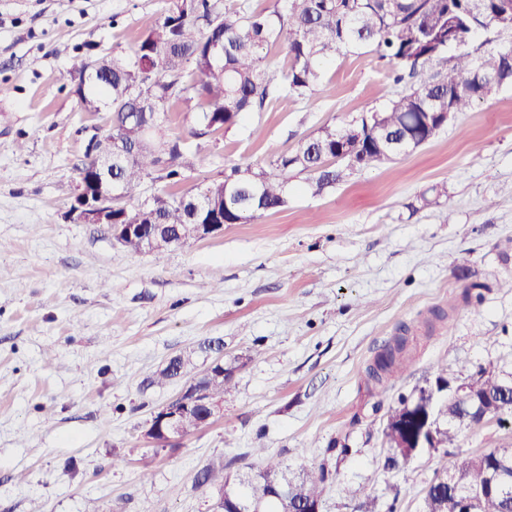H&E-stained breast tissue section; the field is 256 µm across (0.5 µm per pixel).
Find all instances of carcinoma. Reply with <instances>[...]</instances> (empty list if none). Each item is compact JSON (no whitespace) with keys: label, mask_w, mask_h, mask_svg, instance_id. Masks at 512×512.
Returning a JSON list of instances; mask_svg holds the SVG:
<instances>
[{"label":"carcinoma","mask_w":512,"mask_h":512,"mask_svg":"<svg viewBox=\"0 0 512 512\" xmlns=\"http://www.w3.org/2000/svg\"><path fill=\"white\" fill-rule=\"evenodd\" d=\"M502 0H274L272 7L256 10L246 4L228 7L224 0H170L164 14L137 38L131 53L105 57L104 74L76 90L85 110L112 112L110 125L100 129L96 147L115 153L121 125L132 112L169 113L176 106L189 112H222L224 129L237 125L242 115L262 112L274 100L307 99L320 81V67L338 56L355 55L371 48L386 61L394 82L413 77L418 68L441 62L448 53L451 33L472 38L488 30L502 16ZM284 45L286 63L279 71L264 64L263 50ZM512 46L500 48L488 64L497 66L494 77L476 75V64L467 55H455L449 64L420 80L391 100L382 110L383 143L367 133L365 121L356 125H325L302 142L295 152L277 154L264 165H234L224 178L213 180L204 192L224 195V223L248 224L265 213L288 204L291 173L310 174L307 191L317 196L347 178L354 168L342 157L340 147L359 145L356 159L369 168L388 161L386 150L414 140L427 141L439 133L438 112L467 111L475 102L495 97L512 85V64L506 56ZM183 156L180 138L161 136L118 168L115 176L127 189L144 178L162 172V158ZM169 207L161 223L176 229L186 223L179 193H162ZM405 347L400 337L377 355L368 376L381 381L393 371L397 354ZM190 362L178 361L157 373L153 383L164 385L190 374ZM500 373L483 368L471 386L500 400L502 414H512V390L499 384ZM430 419L439 422L440 442L454 447L460 426L449 422L461 410L444 396L431 401ZM448 471L469 478L476 485L484 473L476 457L451 455ZM282 472L269 461L245 487L248 495L263 497L270 474ZM329 471L323 465L304 468L294 479L291 493L296 498L321 499ZM451 500L448 483L433 482L421 512H441ZM481 512H512V481L497 495L488 497Z\"/></svg>","instance_id":"1"}]
</instances>
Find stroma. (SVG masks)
Wrapping results in <instances>:
<instances>
[{
  "label": "stroma",
  "instance_id": "stroma-1",
  "mask_svg": "<svg viewBox=\"0 0 512 512\" xmlns=\"http://www.w3.org/2000/svg\"><path fill=\"white\" fill-rule=\"evenodd\" d=\"M169 0H0V512H212L198 473L273 460L326 464L323 512H420L446 449L387 462L390 408L438 368L512 373V86L474 103L410 155L319 196L295 174L286 207L166 251L134 253L68 215L84 143L107 111H83L76 56L125 54ZM376 53L324 64L316 94L280 100L195 138L181 108L164 125L188 162L177 192L225 167L294 151L327 124L403 92ZM446 188L441 207L420 202ZM487 284L461 307L464 287ZM451 321L427 330L436 308ZM407 338L385 392L376 355ZM224 341V414L173 445L146 432L178 385H152L178 354L197 370ZM347 445L336 457L333 444ZM512 448V415L465 430L459 450Z\"/></svg>",
  "mask_w": 512,
  "mask_h": 512
}]
</instances>
